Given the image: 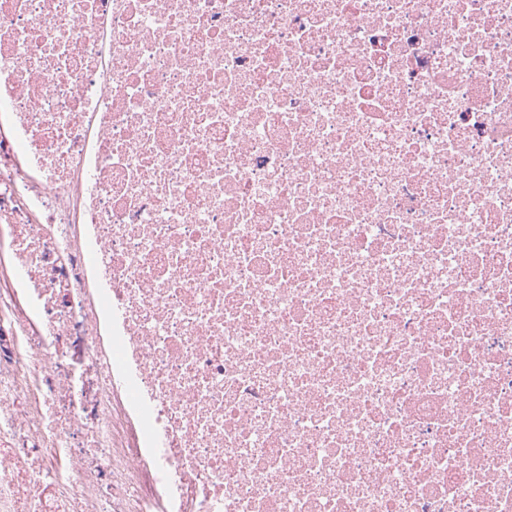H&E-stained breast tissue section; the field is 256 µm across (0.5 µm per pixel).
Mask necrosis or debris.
Instances as JSON below:
<instances>
[{"label": "necrosis or debris", "mask_w": 512, "mask_h": 512, "mask_svg": "<svg viewBox=\"0 0 512 512\" xmlns=\"http://www.w3.org/2000/svg\"><path fill=\"white\" fill-rule=\"evenodd\" d=\"M0 512H512V0H0Z\"/></svg>", "instance_id": "1"}]
</instances>
